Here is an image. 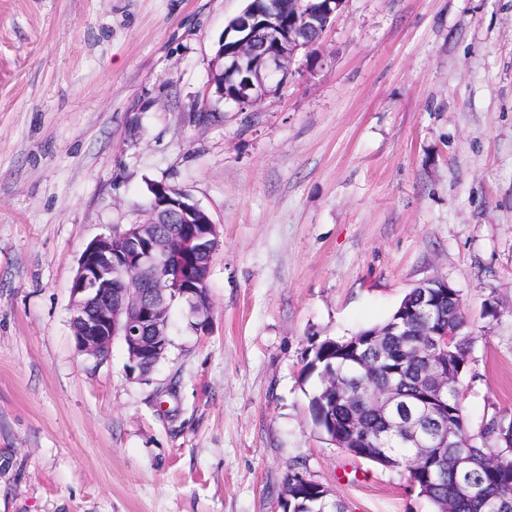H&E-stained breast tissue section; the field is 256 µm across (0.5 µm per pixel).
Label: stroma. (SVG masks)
<instances>
[{"mask_svg":"<svg viewBox=\"0 0 512 512\" xmlns=\"http://www.w3.org/2000/svg\"><path fill=\"white\" fill-rule=\"evenodd\" d=\"M246 0H0V512H284L298 468L347 512H434L313 420L315 346L457 289L477 446L512 422V0H343L285 85L207 90ZM217 224L211 328L79 353L83 248L149 187Z\"/></svg>","mask_w":512,"mask_h":512,"instance_id":"1","label":"stroma"}]
</instances>
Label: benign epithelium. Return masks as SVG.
Listing matches in <instances>:
<instances>
[{
	"mask_svg": "<svg viewBox=\"0 0 512 512\" xmlns=\"http://www.w3.org/2000/svg\"><path fill=\"white\" fill-rule=\"evenodd\" d=\"M342 3L248 0L227 25V35H236L238 42L231 52L219 45L209 86L220 98L240 106L256 104L269 92L271 82L278 86L286 82L293 57L317 44ZM151 193L145 221L86 245L70 287V325L77 351L103 360L119 338L126 347L129 375L137 379L146 378L166 358L174 304L187 307L195 331H209L211 302L203 285L220 246L217 226L185 193L165 183L152 185ZM161 216L176 218L182 224L180 233L148 232V225L159 223ZM195 253L207 255V260L190 262ZM417 289L419 318L435 329L427 332L432 340L418 337L407 350L418 364L414 390L407 395L383 382V337L410 331L406 318L372 330L368 345L376 347L377 358L362 363L359 376L373 388L366 402L387 420L388 431L398 430L412 448H446L455 443L454 431L448 413L435 412L448 399V317L442 301L457 297V292L439 278ZM353 395L349 382L326 376L322 399ZM330 441L339 448L370 447L361 414L355 413L346 429Z\"/></svg>",
	"mask_w": 512,
	"mask_h": 512,
	"instance_id": "obj_1",
	"label": "benign epithelium"
}]
</instances>
